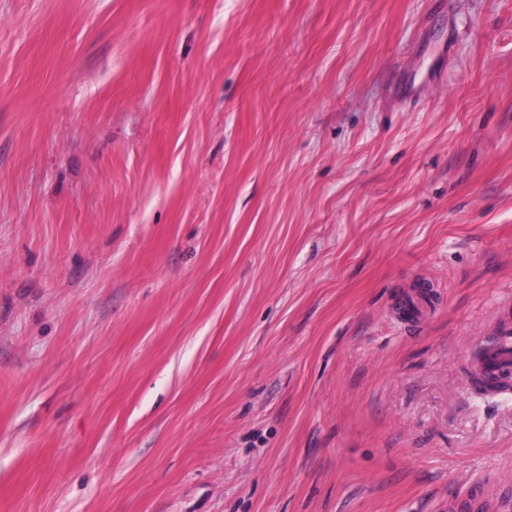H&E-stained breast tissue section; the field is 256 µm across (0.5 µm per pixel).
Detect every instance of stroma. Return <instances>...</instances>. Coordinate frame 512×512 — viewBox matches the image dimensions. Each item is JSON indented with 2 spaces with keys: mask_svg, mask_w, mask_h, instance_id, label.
<instances>
[{
  "mask_svg": "<svg viewBox=\"0 0 512 512\" xmlns=\"http://www.w3.org/2000/svg\"><path fill=\"white\" fill-rule=\"evenodd\" d=\"M507 297L512 0H0V512L511 496ZM488 336L491 341L481 356L471 364L479 378L512 389V318L503 316L498 319ZM511 380V386H510Z\"/></svg>",
  "mask_w": 512,
  "mask_h": 512,
  "instance_id": "35a3bbf8",
  "label": "stroma"
}]
</instances>
